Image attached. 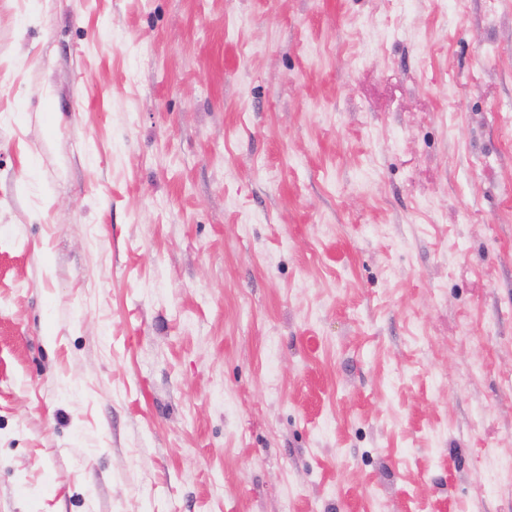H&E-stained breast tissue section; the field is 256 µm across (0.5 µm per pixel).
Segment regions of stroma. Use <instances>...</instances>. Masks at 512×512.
<instances>
[{"label": "stroma", "mask_w": 512, "mask_h": 512, "mask_svg": "<svg viewBox=\"0 0 512 512\" xmlns=\"http://www.w3.org/2000/svg\"><path fill=\"white\" fill-rule=\"evenodd\" d=\"M0 512H512V0H0Z\"/></svg>", "instance_id": "1"}]
</instances>
